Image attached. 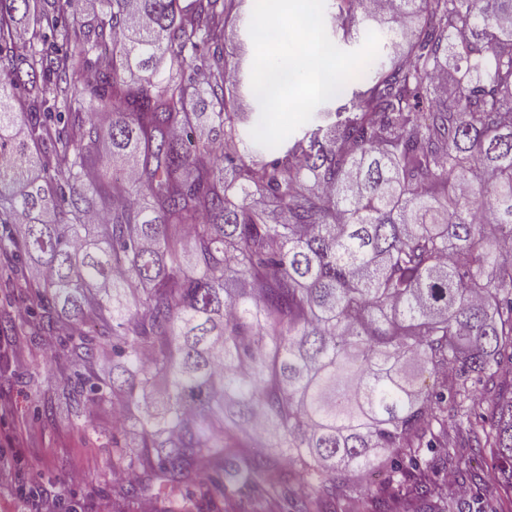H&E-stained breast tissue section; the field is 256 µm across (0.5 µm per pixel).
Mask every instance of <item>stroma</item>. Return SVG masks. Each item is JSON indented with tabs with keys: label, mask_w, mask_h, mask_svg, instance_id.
Returning <instances> with one entry per match:
<instances>
[{
	"label": "stroma",
	"mask_w": 512,
	"mask_h": 512,
	"mask_svg": "<svg viewBox=\"0 0 512 512\" xmlns=\"http://www.w3.org/2000/svg\"><path fill=\"white\" fill-rule=\"evenodd\" d=\"M40 280L39 270H22L0 254V399L6 402L0 444L17 446L21 455L15 479L0 485V512H20L23 503L44 499L57 512H161L160 497L151 493L133 503L120 499L127 483L118 477L116 454L144 456L139 433L129 426L113 436L111 404L90 411L69 399V380L83 365L68 353L64 333L44 330L35 320ZM20 309L27 313L22 321L16 318ZM16 343L26 350L20 361L11 353ZM448 443L433 485L439 512H512V463L476 455L453 427ZM75 470L85 471L83 482L70 483ZM386 477L383 467L353 473L328 497L330 512H370L371 494ZM451 478L466 486V497L445 492Z\"/></svg>",
	"instance_id": "1"
}]
</instances>
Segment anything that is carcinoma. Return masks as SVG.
I'll use <instances>...</instances> for the list:
<instances>
[{
  "mask_svg": "<svg viewBox=\"0 0 512 512\" xmlns=\"http://www.w3.org/2000/svg\"><path fill=\"white\" fill-rule=\"evenodd\" d=\"M70 2L0 0V253L50 272L47 325L111 344L112 374L72 393L122 398L164 512L261 483L275 512L289 479L237 451L258 418L327 491L392 457L427 500L417 452L450 424L512 459V387L487 425L468 405V384L512 365V0H334L343 41L367 21L411 33L328 100L348 108L276 148L240 127L258 100L224 56L238 0H102L89 20ZM109 157L131 174L92 179ZM66 343L85 362L99 348L72 325ZM408 359L448 371L439 389Z\"/></svg>",
  "mask_w": 512,
  "mask_h": 512,
  "instance_id": "carcinoma-1",
  "label": "carcinoma"
}]
</instances>
